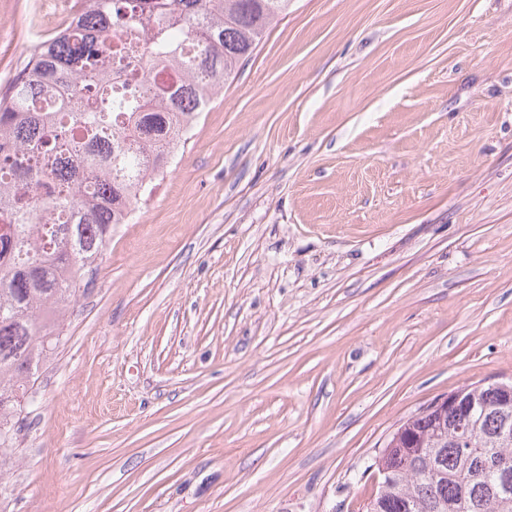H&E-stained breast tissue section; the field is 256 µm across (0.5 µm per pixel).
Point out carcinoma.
Returning <instances> with one entry per match:
<instances>
[{"instance_id": "cac0c4a2", "label": "carcinoma", "mask_w": 512, "mask_h": 512, "mask_svg": "<svg viewBox=\"0 0 512 512\" xmlns=\"http://www.w3.org/2000/svg\"><path fill=\"white\" fill-rule=\"evenodd\" d=\"M289 0H82L0 94V466L21 400L95 273L112 226L178 151L188 128L247 60ZM448 408L404 421L373 463L390 476L379 512H512V441L497 410L512 394L475 385Z\"/></svg>"}]
</instances>
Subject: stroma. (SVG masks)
Wrapping results in <instances>:
<instances>
[{
	"label": "stroma",
	"instance_id": "35a3bbf8",
	"mask_svg": "<svg viewBox=\"0 0 512 512\" xmlns=\"http://www.w3.org/2000/svg\"><path fill=\"white\" fill-rule=\"evenodd\" d=\"M65 25L0 0V90ZM0 512H364L512 380V0H291L116 225Z\"/></svg>",
	"mask_w": 512,
	"mask_h": 512
}]
</instances>
